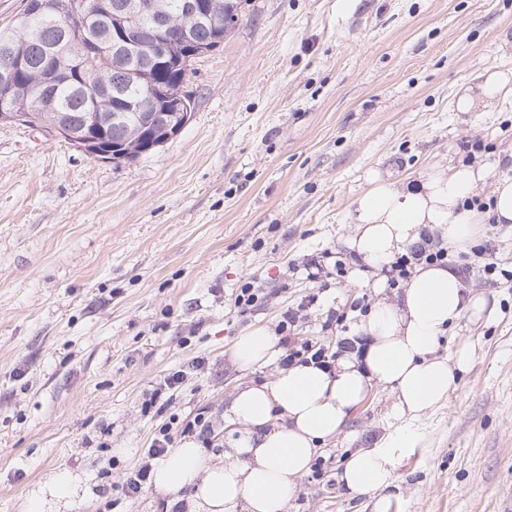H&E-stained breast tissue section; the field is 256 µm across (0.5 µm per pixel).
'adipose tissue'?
I'll return each instance as SVG.
<instances>
[{"label": "adipose tissue", "mask_w": 512, "mask_h": 512, "mask_svg": "<svg viewBox=\"0 0 512 512\" xmlns=\"http://www.w3.org/2000/svg\"><path fill=\"white\" fill-rule=\"evenodd\" d=\"M511 95L512 72L490 68L477 88H460L456 109L472 112ZM487 176L461 162L412 182L369 171V187L350 213L356 232L349 249L377 272L426 233L468 250L484 213L464 202ZM373 287L378 300L361 326L371 339L364 356L344 353L330 373L297 364L278 370L273 380L241 386L229 407L238 434L227 438L223 454L187 439L157 463L152 484L167 512H286L321 443L339 433L379 385L393 390L386 413L392 429L350 454L339 480L350 495L377 494L376 512H386L381 491L393 484L405 449L416 447L422 419L447 402L468 362L463 349L450 358L438 355V338L462 315L481 318L488 303L435 264L417 266L396 302L385 296L383 279ZM275 344L271 331L258 327L238 338L231 357L247 370L272 362ZM80 489L77 475L52 470L31 492L25 512H56Z\"/></svg>", "instance_id": "obj_1"}]
</instances>
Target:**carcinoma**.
I'll return each mask as SVG.
<instances>
[{
    "label": "carcinoma",
    "instance_id": "1",
    "mask_svg": "<svg viewBox=\"0 0 512 512\" xmlns=\"http://www.w3.org/2000/svg\"><path fill=\"white\" fill-rule=\"evenodd\" d=\"M71 0H24V7L39 9L36 25L45 37L52 39L57 28L69 14ZM183 0H167L168 10L173 21L169 54L161 65L146 64V46L155 37L151 21L144 18L139 21L141 40L144 47L133 55L124 58V65L110 60H98L91 63L89 85L76 89L71 85H62L53 90L54 99L44 98L39 92V59L36 46L26 37L17 33L13 24L0 26V49L7 45L12 54L25 58L29 67L27 74L21 76L12 94L11 111L26 116L20 121L22 125L33 122L51 123L57 117V110L64 109L72 114L90 108L96 112H119L123 114L115 131V140H109L105 149L113 151L119 159L131 162L144 155L146 140L141 123L145 112H163L173 108L176 98L189 95L182 91L189 74L192 73L196 58L190 55V48L182 40L178 30L185 24L182 15ZM198 41L207 45L206 52H211L224 43V29H199L196 31ZM104 81L111 85L117 84L123 92L122 98L136 99L141 103L138 112H126L114 104V99H101L94 96L92 83Z\"/></svg>",
    "mask_w": 512,
    "mask_h": 512
}]
</instances>
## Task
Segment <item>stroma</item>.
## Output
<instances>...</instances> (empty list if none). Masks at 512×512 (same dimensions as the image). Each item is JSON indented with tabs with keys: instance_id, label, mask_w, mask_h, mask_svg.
Listing matches in <instances>:
<instances>
[{
	"instance_id": "35a3bbf8",
	"label": "stroma",
	"mask_w": 512,
	"mask_h": 512,
	"mask_svg": "<svg viewBox=\"0 0 512 512\" xmlns=\"http://www.w3.org/2000/svg\"><path fill=\"white\" fill-rule=\"evenodd\" d=\"M491 67L512 70V0H242L184 84L190 122L154 152L103 162L0 123V512H24L56 468L81 480L61 512H165L153 488L116 505L110 489L165 417L201 413L228 434L236 388L276 371L240 370L239 336L314 295L296 333L333 346L358 326L342 313L374 304L356 266L302 271L306 256L347 255L368 170L413 178L454 158L512 171V97L455 109ZM478 243L501 271L467 285L494 309L443 337L441 353L464 343L470 362L401 458L389 512H512V224L483 225ZM251 279L265 298L241 316L233 297ZM196 357L181 391L153 398ZM392 400L371 391L287 512H374L339 474Z\"/></svg>"
}]
</instances>
